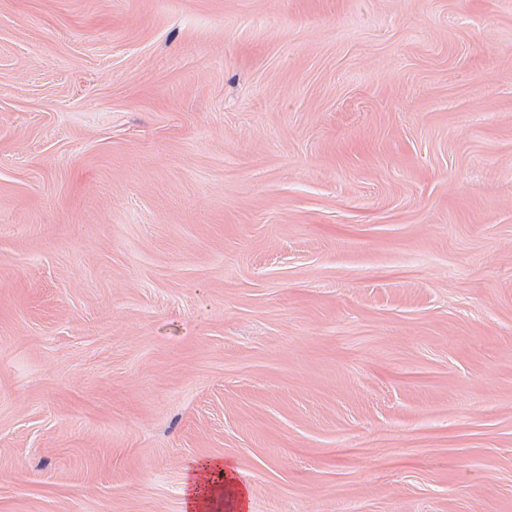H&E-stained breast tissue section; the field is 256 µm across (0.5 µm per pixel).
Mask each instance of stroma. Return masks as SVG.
Segmentation results:
<instances>
[{"instance_id":"obj_1","label":"stroma","mask_w":512,"mask_h":512,"mask_svg":"<svg viewBox=\"0 0 512 512\" xmlns=\"http://www.w3.org/2000/svg\"><path fill=\"white\" fill-rule=\"evenodd\" d=\"M512 512V0H0V512ZM217 476L224 489L226 506L230 511H244L249 482L237 465L220 458H207L195 462L187 470L184 481L183 495L185 511L204 512L212 498L214 490L212 477Z\"/></svg>"}]
</instances>
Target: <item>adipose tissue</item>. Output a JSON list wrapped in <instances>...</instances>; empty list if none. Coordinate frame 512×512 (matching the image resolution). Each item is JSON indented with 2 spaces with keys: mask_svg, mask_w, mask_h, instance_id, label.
<instances>
[{
  "mask_svg": "<svg viewBox=\"0 0 512 512\" xmlns=\"http://www.w3.org/2000/svg\"><path fill=\"white\" fill-rule=\"evenodd\" d=\"M217 481L229 512H244L249 483L235 463L220 458L197 461L188 469L183 488L186 512H206Z\"/></svg>",
  "mask_w": 512,
  "mask_h": 512,
  "instance_id": "obj_1",
  "label": "adipose tissue"
}]
</instances>
